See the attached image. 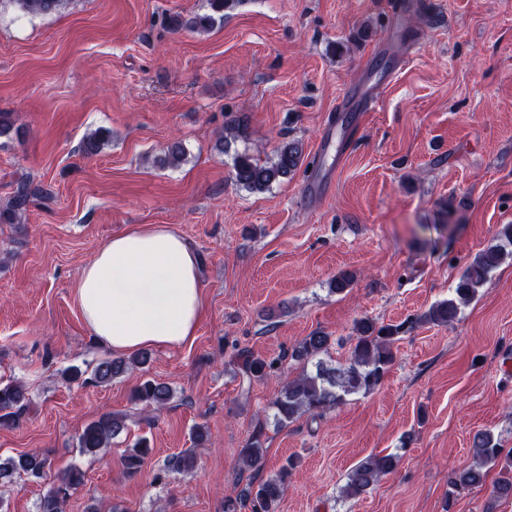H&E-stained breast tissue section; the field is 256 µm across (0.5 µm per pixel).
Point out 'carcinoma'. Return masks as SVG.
<instances>
[{
	"mask_svg": "<svg viewBox=\"0 0 512 512\" xmlns=\"http://www.w3.org/2000/svg\"><path fill=\"white\" fill-rule=\"evenodd\" d=\"M19 11L31 15H47L64 8L68 0H5ZM241 0H208L209 11L197 13L188 18H175L179 27L194 32H207L224 20L225 11ZM111 138L107 129H98L87 134L81 142V151L87 156L102 152ZM186 160V151L179 142H174L160 163L176 168ZM303 162L302 145L296 140L282 142L273 158L259 162L246 153L234 160L235 181L252 192H263L273 183L292 175ZM47 195V191L32 181L20 180L15 184L6 206L0 208L1 224H18L23 219L30 202ZM512 245V224H505L498 231L495 242L478 253L465 267L456 281L452 295L438 301L430 308L409 321L396 324H377L370 318L355 322L354 345L348 361L336 366L329 362L332 347L331 336L316 331L297 343L291 351L278 359L266 360L243 354L240 370L248 380H261L271 372L282 368L288 360L300 368L294 376H286L280 393L272 402L273 421L280 428L309 413L320 416L344 401L346 398L375 390L383 381L395 354L393 346L401 340V334L416 324L449 325L458 319L461 308L474 300L488 284L495 270L507 255L506 246ZM148 363V353L117 357L101 362L91 376H85L80 367L72 365L63 371L65 381L104 385L134 367ZM137 401L147 407L161 408L172 398L169 386L152 379L141 382L134 390ZM30 398L26 386L11 380L0 383V426L11 427L19 423L29 407ZM126 429L123 418L106 414L87 424L78 435V448L83 455L94 456L112 444V440ZM266 448L261 435L251 437L240 450L239 459L243 466L259 468L264 463ZM150 454L147 438L141 437L124 452L125 468L132 474L138 473ZM396 454L370 455L354 465L347 473L341 488L346 500L356 499L365 494L398 466ZM198 467V457L193 450H186L171 456L167 468L171 471L191 473ZM295 462L290 461L277 474L257 484L248 485L241 498L224 501V512H241L251 505V512H278V506L285 491L290 471ZM499 468L500 478L494 484L491 496L494 499L512 498V450L504 451L501 444L488 431L476 433L472 441V463L451 477L455 488L479 487L485 484L488 469ZM50 468L48 456L39 451H28L16 456H0V486L14 483L26 477L37 480L46 476ZM85 473L73 466L58 480L57 484L41 498L40 512H64L71 492L84 483Z\"/></svg>",
	"mask_w": 512,
	"mask_h": 512,
	"instance_id": "carcinoma-1",
	"label": "carcinoma"
}]
</instances>
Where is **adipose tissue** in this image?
<instances>
[{"mask_svg": "<svg viewBox=\"0 0 512 512\" xmlns=\"http://www.w3.org/2000/svg\"><path fill=\"white\" fill-rule=\"evenodd\" d=\"M201 267L197 249L169 225L132 226L81 269L82 320L116 353L180 347L195 336L205 312Z\"/></svg>", "mask_w": 512, "mask_h": 512, "instance_id": "1", "label": "adipose tissue"}]
</instances>
